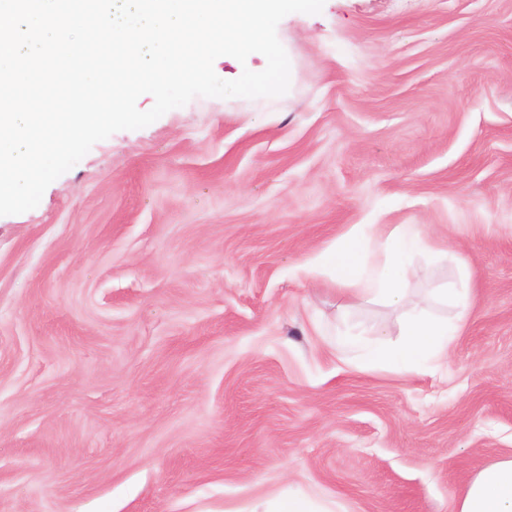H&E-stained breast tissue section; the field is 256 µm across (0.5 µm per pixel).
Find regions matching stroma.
Segmentation results:
<instances>
[{
	"instance_id": "35a3bbf8",
	"label": "stroma",
	"mask_w": 512,
	"mask_h": 512,
	"mask_svg": "<svg viewBox=\"0 0 512 512\" xmlns=\"http://www.w3.org/2000/svg\"><path fill=\"white\" fill-rule=\"evenodd\" d=\"M277 37L285 95L193 98L0 216V512H450L512 451V0H325ZM355 224L470 264L447 364L336 352L356 322L401 339L301 269ZM318 498L288 492L275 501V508L271 512H335Z\"/></svg>"
}]
</instances>
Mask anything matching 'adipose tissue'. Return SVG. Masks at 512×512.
<instances>
[{
	"mask_svg": "<svg viewBox=\"0 0 512 512\" xmlns=\"http://www.w3.org/2000/svg\"><path fill=\"white\" fill-rule=\"evenodd\" d=\"M443 253L422 225L358 224L306 261L307 273L355 287L360 298L392 307L400 315V342L370 344L367 328L353 326L337 337V350H360L359 367L396 373L446 362L474 298L473 272L464 259H457L456 278L415 301L409 298L406 278L415 257ZM442 307L452 309V317L439 315ZM451 512H512V453L479 469L454 497Z\"/></svg>",
	"mask_w": 512,
	"mask_h": 512,
	"instance_id": "1",
	"label": "adipose tissue"
}]
</instances>
